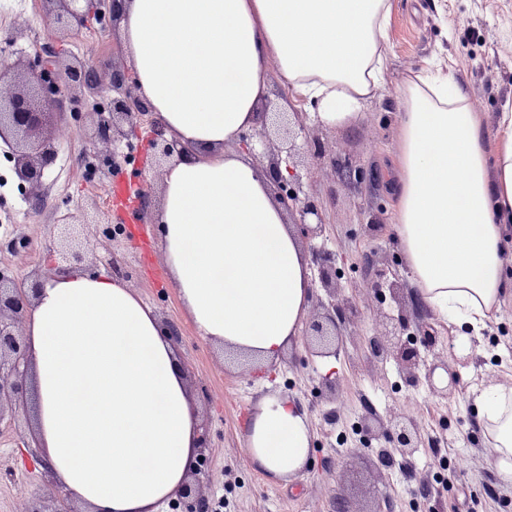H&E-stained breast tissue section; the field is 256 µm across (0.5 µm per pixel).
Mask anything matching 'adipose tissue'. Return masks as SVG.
<instances>
[{
	"instance_id": "ef3b65f1",
	"label": "adipose tissue",
	"mask_w": 512,
	"mask_h": 512,
	"mask_svg": "<svg viewBox=\"0 0 512 512\" xmlns=\"http://www.w3.org/2000/svg\"><path fill=\"white\" fill-rule=\"evenodd\" d=\"M391 0H126L119 34L136 86L189 154L163 172L154 214L171 281L204 338L272 362L307 314L306 250L270 178L234 149L257 127L275 67L294 106L357 124L384 82ZM393 231L423 305L472 353L512 286V100L486 135L468 92L425 69L401 86ZM25 333L35 454L91 512H157L198 445L197 406L170 336L123 281L54 273ZM494 465L512 477V387L479 386ZM305 409L270 395L250 416L252 468L279 483L307 464Z\"/></svg>"
}]
</instances>
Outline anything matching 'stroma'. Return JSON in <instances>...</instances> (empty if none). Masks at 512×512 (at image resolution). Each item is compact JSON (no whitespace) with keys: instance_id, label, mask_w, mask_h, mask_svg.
<instances>
[{"instance_id":"1","label":"stroma","mask_w":512,"mask_h":512,"mask_svg":"<svg viewBox=\"0 0 512 512\" xmlns=\"http://www.w3.org/2000/svg\"><path fill=\"white\" fill-rule=\"evenodd\" d=\"M101 0H87L83 26L63 33L42 0H0V57L30 64L45 51L71 63L92 59L104 71L129 57L111 22H99ZM386 78L350 128L310 125L328 153L349 155L353 165L373 170L374 181L353 183L348 172L316 168L308 177L310 194L326 221L324 247L336 254L343 297L360 316L346 324L344 343L334 368L311 356L297 342L270 364L266 373H241L233 353L199 333L174 285L153 287L147 268H164L157 225H150L148 262H141L130 236L97 248L86 269L110 271L118 257L127 283L156 316L182 333L177 351L186 366L188 387L198 404L197 432L210 453V504L222 512H512V478L493 466L492 448L484 436L474 385L494 380L512 384V288L498 318L483 331L474 356L458 367L454 395L433 393L425 381L408 382L394 363H376L368 338L382 310L367 283L368 257L397 262L405 273L403 254L393 238L397 198L388 187L386 165L397 153L401 81L436 59L471 93L472 104L487 132H494L502 102L512 97V0H392ZM109 95L87 103L80 91L64 97V119L54 130L58 156L46 172L39 199H28L16 177L0 181V203L19 206L7 231H0V268L24 278L31 266H50L57 257L50 244L54 227L88 219L113 221L108 201L115 172L139 177L152 187L151 208L161 203V178L155 171L146 126H132L127 139L136 156L120 169L100 163L96 137L100 111ZM380 215L383 228L368 234L370 215ZM23 238L11 249L7 242ZM338 399H331L330 389ZM294 398L308 413L313 441L309 462L289 486L269 481L255 471L245 453L244 426L260 399L268 395ZM401 408L416 419L421 444L409 462L397 464L387 480L374 474L380 442L364 444L355 431L358 419L373 411L386 415ZM58 484L17 441L10 427L0 428V512H24L27 493H51Z\"/></svg>"}]
</instances>
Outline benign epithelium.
Returning a JSON list of instances; mask_svg holds the SVG:
<instances>
[{"mask_svg": "<svg viewBox=\"0 0 512 512\" xmlns=\"http://www.w3.org/2000/svg\"><path fill=\"white\" fill-rule=\"evenodd\" d=\"M55 3L59 11L53 21L61 30H70L81 24L85 17L83 0H43ZM38 65L21 69L12 64H0V141L9 148L13 159L14 174L20 183L28 185L27 193L37 194L43 186L45 170L55 160L51 138L53 118L60 117L59 105L62 93L77 88L86 100H96L104 86L113 92L109 116L98 122L97 137L105 145L112 158L119 156L118 147L124 141V126L134 125L150 117L149 127L155 164L164 166L173 156H179L189 147L167 136V130L153 116V108L135 92V82L128 71L112 66L109 83L93 62L77 61L62 64L49 54ZM308 114L290 112H264L260 128L245 130L238 135L237 146L248 153L260 152L266 162L265 170L272 179L275 194L288 215H297L295 224L301 238L312 241L322 236L325 220L317 201L305 190L302 154L318 161L326 157V148L316 136H310L306 120ZM331 164L343 168L357 181L371 178V174L339 156H333ZM287 174H282L281 167ZM58 239L67 265L56 271L75 270L86 261L90 239L85 236L82 224H59ZM317 278L326 292V299H318L308 321V346L315 357L336 354L343 342L342 327L360 316L359 309L341 297L340 277L336 263L329 255L312 250ZM372 281L370 287L381 299H391L397 305V314L384 313L370 337L368 345L371 357L379 362L394 361L406 380L418 378L425 370V379L431 389L443 396L455 392V377L448 374L446 386L436 388L433 375L439 367L448 365L424 364L417 349L402 340L410 323L403 306L404 285L394 273L388 260L368 259ZM48 271L31 270L21 280L0 271V424L14 420L17 409L27 401V384L30 380L29 345L24 334L27 314L42 289ZM361 438L367 441L381 438L393 444L404 458L413 456L419 449L421 434L414 417L404 410H393L385 417L371 412L357 422ZM207 456L200 452L195 472L190 480L176 492L173 505L180 512H210L206 495L208 478L204 467ZM24 512H81L58 495H50L41 504Z\"/></svg>", "mask_w": 512, "mask_h": 512, "instance_id": "1", "label": "benign epithelium"}]
</instances>
